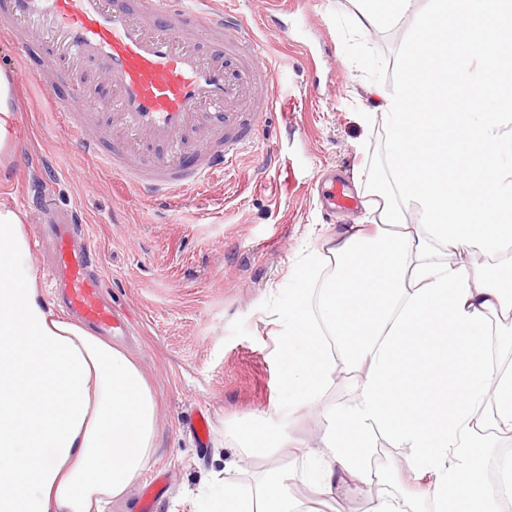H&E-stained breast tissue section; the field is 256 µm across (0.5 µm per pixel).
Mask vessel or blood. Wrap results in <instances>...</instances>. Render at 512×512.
<instances>
[{"mask_svg": "<svg viewBox=\"0 0 512 512\" xmlns=\"http://www.w3.org/2000/svg\"><path fill=\"white\" fill-rule=\"evenodd\" d=\"M0 34L38 80L63 77L72 60L96 63L111 97L55 95L51 103L81 132L79 147L148 200L226 172L263 135L276 103L274 68L252 25L208 0H0ZM109 127L117 136H106ZM326 200L333 210L357 205L341 178ZM76 222L72 214L51 221L46 276L69 313L109 336L124 322L91 271L95 249L75 239Z\"/></svg>", "mask_w": 512, "mask_h": 512, "instance_id": "vessel-or-blood-1", "label": "vessel or blood"}]
</instances>
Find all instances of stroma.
Masks as SVG:
<instances>
[{
	"instance_id": "1",
	"label": "stroma",
	"mask_w": 512,
	"mask_h": 512,
	"mask_svg": "<svg viewBox=\"0 0 512 512\" xmlns=\"http://www.w3.org/2000/svg\"><path fill=\"white\" fill-rule=\"evenodd\" d=\"M356 0H293L289 38L260 33L276 71L280 107L259 141L228 174L168 201L148 202L121 185L76 145L46 87L16 81L15 151L0 168V196L16 208L48 193L56 211L77 212L98 271L128 335L112 344L131 355L154 392L158 428L148 472L110 512H142L141 492L156 472L168 475L153 512H195L201 491L223 480L226 462L243 459L232 477L254 485L267 469L288 470V492L307 499L303 461L290 446L322 432V410L354 401L356 370L339 367L317 407L294 409L280 385L272 333L287 316L296 272L314 259L313 289L333 267L320 259L324 239L370 221L373 181L388 176L389 130L374 103L412 68L410 43L433 24L431 0L391 26L356 29ZM334 54L320 57L324 41ZM316 59L306 65L302 52ZM348 176L360 203L329 216L320 188L330 174ZM209 436L191 433L198 410ZM264 431L274 449L247 456L246 436Z\"/></svg>"
}]
</instances>
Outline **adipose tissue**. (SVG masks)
Returning <instances> with one entry per match:
<instances>
[{"label": "adipose tissue", "instance_id": "obj_1", "mask_svg": "<svg viewBox=\"0 0 512 512\" xmlns=\"http://www.w3.org/2000/svg\"><path fill=\"white\" fill-rule=\"evenodd\" d=\"M356 24L398 22L416 0H359ZM434 0L452 61L420 66L381 93L393 157L369 206L376 230L326 238L334 271L310 303L307 278L276 321L282 389L311 407L339 363L360 373L353 406L324 413L322 434L297 449L322 500L381 483L373 432L406 456L410 501L433 512H504L512 487L483 479L482 449L512 432V366L491 358V315L512 309V258L469 267L470 252L512 244V0ZM465 91L468 116L449 90ZM425 222L406 230L410 210ZM28 220L0 198V512H102L146 470L156 402L138 365L109 341L52 311L28 264ZM288 474L245 489L228 481L202 512H311Z\"/></svg>", "mask_w": 512, "mask_h": 512}]
</instances>
